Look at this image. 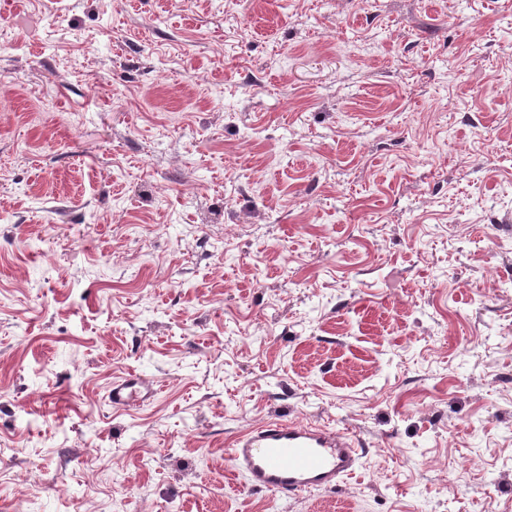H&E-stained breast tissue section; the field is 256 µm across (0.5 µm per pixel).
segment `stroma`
<instances>
[{
    "label": "stroma",
    "instance_id": "stroma-1",
    "mask_svg": "<svg viewBox=\"0 0 512 512\" xmlns=\"http://www.w3.org/2000/svg\"><path fill=\"white\" fill-rule=\"evenodd\" d=\"M0 512H512V0H0ZM157 390L139 375L129 374L112 383L109 399L113 406L131 407L140 405L155 396ZM226 454L250 487L294 496L314 487L333 489L355 472L365 449L348 431L273 420L231 443Z\"/></svg>",
    "mask_w": 512,
    "mask_h": 512
}]
</instances>
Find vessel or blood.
Returning a JSON list of instances; mask_svg holds the SVG:
<instances>
[{
	"mask_svg": "<svg viewBox=\"0 0 512 512\" xmlns=\"http://www.w3.org/2000/svg\"><path fill=\"white\" fill-rule=\"evenodd\" d=\"M152 384L131 374L109 392L114 406L131 407L153 396ZM365 453L350 431L296 421L273 420L232 441L226 454L250 487L294 496L314 487L335 488L352 475Z\"/></svg>",
	"mask_w": 512,
	"mask_h": 512,
	"instance_id": "1",
	"label": "vessel or blood"
}]
</instances>
